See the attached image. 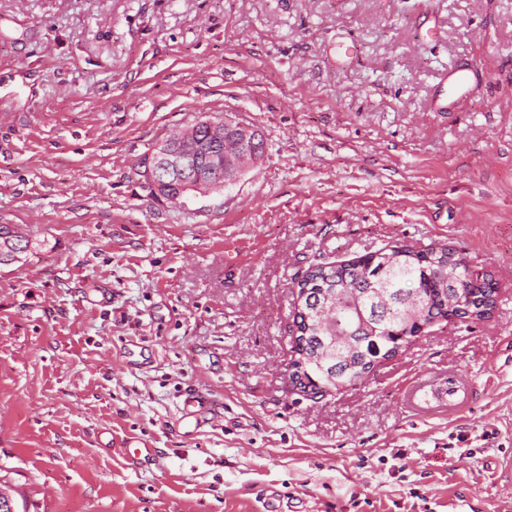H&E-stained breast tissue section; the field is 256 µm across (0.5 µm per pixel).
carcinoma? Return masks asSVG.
<instances>
[{
	"label": "carcinoma",
	"mask_w": 512,
	"mask_h": 512,
	"mask_svg": "<svg viewBox=\"0 0 512 512\" xmlns=\"http://www.w3.org/2000/svg\"><path fill=\"white\" fill-rule=\"evenodd\" d=\"M0 261L21 255L29 235L0 224ZM468 262L451 247L398 253L378 251L347 261L311 268L298 289H309L313 301L292 310V321L307 331L314 363L303 371V387L312 392L340 391L364 381L349 362L371 364L393 358L422 336L424 329L448 321L457 312L451 303L461 296L475 320L488 317L495 303L496 282H471ZM336 304L339 325L320 323L319 312Z\"/></svg>",
	"instance_id": "carcinoma-1"
}]
</instances>
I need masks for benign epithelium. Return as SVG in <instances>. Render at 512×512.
I'll list each match as a JSON object with an SVG mask.
<instances>
[{"label":"benign epithelium","instance_id":"obj_1","mask_svg":"<svg viewBox=\"0 0 512 512\" xmlns=\"http://www.w3.org/2000/svg\"><path fill=\"white\" fill-rule=\"evenodd\" d=\"M204 125L209 142L223 145L219 164L207 169L196 166L195 155L204 149V143L194 139L192 130L181 128L155 146L151 164L139 170L138 180L154 188L171 182L178 184L179 193L171 198L177 203L186 191L205 194L213 185L226 187L235 183L258 162L256 152L250 148V143L257 141L256 128L233 120L207 119Z\"/></svg>","mask_w":512,"mask_h":512}]
</instances>
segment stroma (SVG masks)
<instances>
[{"mask_svg":"<svg viewBox=\"0 0 512 512\" xmlns=\"http://www.w3.org/2000/svg\"><path fill=\"white\" fill-rule=\"evenodd\" d=\"M203 113L264 156L151 201L138 160ZM0 224L32 239L0 265L29 512H512V0H0ZM401 245L491 272V318L292 390L294 279ZM191 388L220 412L189 437ZM470 75L468 69L457 67L448 71V96L439 104L438 110L448 108V99L459 98L468 91Z\"/></svg>","mask_w":512,"mask_h":512,"instance_id":"obj_1","label":"stroma"}]
</instances>
